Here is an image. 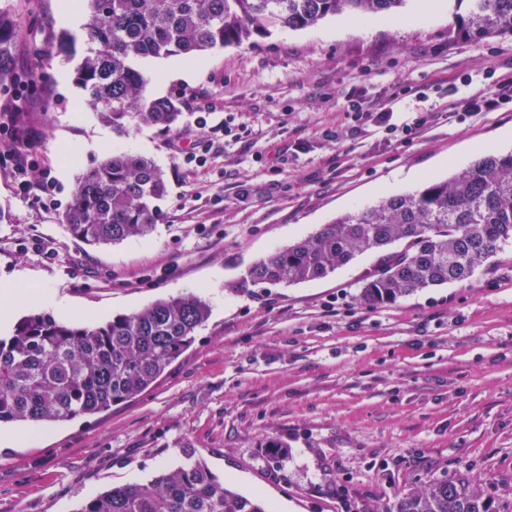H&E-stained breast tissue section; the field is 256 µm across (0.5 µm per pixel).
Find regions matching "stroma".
Listing matches in <instances>:
<instances>
[{
  "mask_svg": "<svg viewBox=\"0 0 512 512\" xmlns=\"http://www.w3.org/2000/svg\"><path fill=\"white\" fill-rule=\"evenodd\" d=\"M61 0H0L18 22L22 106L43 133L26 176L54 199L21 193L0 128V278L44 288L52 315L94 323L157 299L196 294L211 309L192 345L146 392L95 415L39 424V439L0 446V512H76L116 485L144 484L184 447L273 512H374L412 485L480 478L490 512H512V247L467 282L370 308L358 295L378 268L357 256L326 278L233 288L253 260L379 197L447 178L501 140L512 112L433 121L412 143L374 122L348 131L349 89L385 99L420 87L411 108L463 97L465 77L512 67V35L457 36L453 0L426 24L351 27L346 14L199 56L194 79L165 78L180 125L119 135L99 122L55 40L80 34ZM120 149L167 171L149 236L90 246L60 225L81 170ZM287 448L279 460L267 445Z\"/></svg>",
  "mask_w": 512,
  "mask_h": 512,
  "instance_id": "1",
  "label": "stroma"
}]
</instances>
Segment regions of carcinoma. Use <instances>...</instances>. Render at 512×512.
Returning a JSON list of instances; mask_svg holds the SVG:
<instances>
[{"label": "carcinoma", "instance_id": "carcinoma-1", "mask_svg": "<svg viewBox=\"0 0 512 512\" xmlns=\"http://www.w3.org/2000/svg\"><path fill=\"white\" fill-rule=\"evenodd\" d=\"M83 38L65 41L77 85L98 119L118 134L134 120L163 130L183 115L177 96L152 97L143 63L240 46L276 31L300 30L328 16L364 20L397 16L405 0H84ZM466 4L457 35L488 40L512 34V0H455ZM18 32L0 12V89L18 78ZM166 171L144 156L114 152L77 178L60 224L90 245L146 237L155 229L156 202L167 194ZM385 256L360 293L368 307L396 303L433 286L472 278L512 245V152L487 154L445 180L384 196L347 212L278 251L252 262L238 281L248 289L322 279L357 255ZM198 295L162 298L142 310L94 325L64 323L45 312L19 319L0 336V425L64 422L94 415L147 390L194 342L208 320ZM76 512H271L259 496L226 485L191 449L146 484L113 486ZM374 512H489L480 479L423 482L393 507Z\"/></svg>", "mask_w": 512, "mask_h": 512}]
</instances>
